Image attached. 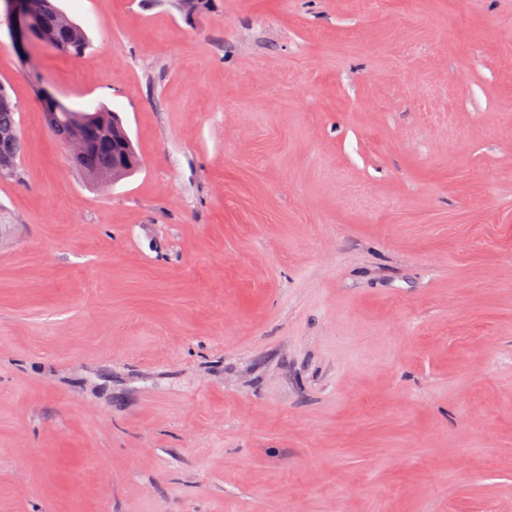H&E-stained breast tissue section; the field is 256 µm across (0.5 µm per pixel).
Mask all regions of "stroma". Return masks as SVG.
<instances>
[{
	"mask_svg": "<svg viewBox=\"0 0 512 512\" xmlns=\"http://www.w3.org/2000/svg\"><path fill=\"white\" fill-rule=\"evenodd\" d=\"M59 5L83 59L0 23V512H512V0ZM18 114L16 103L0 82V172L7 169L14 175L20 166L22 150ZM55 103V109L47 108L44 111L45 120L52 132L62 143H66L74 134H79L88 145L85 155L76 162L85 150L84 141L75 135L66 143L68 160L71 163L76 162L72 165L74 169L93 181L109 179L112 181V185L137 171L140 164L131 140L130 154L133 166L124 170V176L120 171H115V173L112 171V168H116L119 153L118 141L122 136L118 132L112 134V114L114 116L117 112L104 106L95 108L93 112L75 109L58 97ZM53 112L65 114L67 118H63L51 126L50 114Z\"/></svg>",
	"mask_w": 512,
	"mask_h": 512,
	"instance_id": "stroma-1",
	"label": "stroma"
}]
</instances>
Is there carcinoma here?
<instances>
[{
	"mask_svg": "<svg viewBox=\"0 0 512 512\" xmlns=\"http://www.w3.org/2000/svg\"><path fill=\"white\" fill-rule=\"evenodd\" d=\"M49 47L57 54L68 58L83 57L90 47V39L83 27L69 17L55 0H45L42 35ZM56 112L65 118L51 127L61 142L79 134L87 142L85 155L73 168L93 181L112 179V168L116 167L119 153L120 133L112 132L113 111L100 106L94 111L71 107L63 100L56 102V108L44 111L45 120ZM18 108L6 86L0 82V171L7 169L17 173L21 162V137Z\"/></svg>",
	"mask_w": 512,
	"mask_h": 512,
	"instance_id": "obj_1",
	"label": "carcinoma"
}]
</instances>
